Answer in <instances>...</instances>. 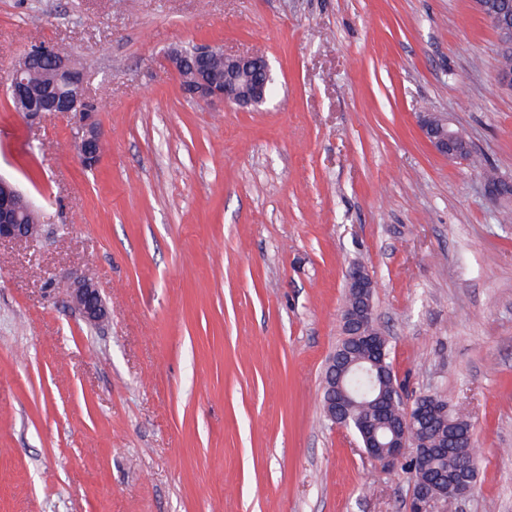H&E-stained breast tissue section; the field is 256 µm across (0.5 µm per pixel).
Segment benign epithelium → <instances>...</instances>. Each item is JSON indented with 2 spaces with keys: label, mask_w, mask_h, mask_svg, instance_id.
Listing matches in <instances>:
<instances>
[{
  "label": "benign epithelium",
  "mask_w": 512,
  "mask_h": 512,
  "mask_svg": "<svg viewBox=\"0 0 512 512\" xmlns=\"http://www.w3.org/2000/svg\"><path fill=\"white\" fill-rule=\"evenodd\" d=\"M476 10L487 19L499 37L504 48H512V11L499 8L501 0H473ZM41 61L48 62L50 81L39 93L27 86L25 75ZM166 61L185 82L186 95L196 101L233 104L242 109H256L267 100V90L275 81L273 66L267 56L258 53L232 54L217 45L195 47L192 55L176 45L166 52ZM221 62L216 69L215 62ZM10 85L18 110L31 119L39 116L50 117L80 108L87 97L85 72L77 69L72 61L51 44H37L18 57L10 69ZM419 128L424 139L440 154L451 160L457 155L460 131L453 128L447 118L433 112L419 117ZM101 134L97 128L87 130L77 146V152L84 165L95 166L99 161L97 146ZM34 215L35 205L13 182L0 180V241H29L38 233V225L19 222V210ZM70 298L82 313L85 322L97 325L107 315L106 306L99 289L89 279L80 278L63 283ZM346 293L354 300L346 305L341 315L342 328L355 344L363 349H378L381 333L374 321L373 295L377 284L367 267L353 263L345 271ZM354 348H339L327 361L325 378L329 379L327 397L323 399V411L334 425L356 434L364 454L373 462L388 468L401 466L404 457L417 442L410 437L415 432L414 410L420 398L407 401L403 388L393 385L392 397L405 408L406 416L401 419L397 433L387 449L377 452L362 437L359 428L351 423L353 399L346 392L336 397V377H344L352 366ZM478 468V454L460 468V479L448 487V494L454 499L468 495L473 486L468 483V473ZM408 512H436L439 498L426 492L423 485L410 477Z\"/></svg>",
  "instance_id": "obj_1"
}]
</instances>
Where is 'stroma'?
Instances as JSON below:
<instances>
[{
  "label": "stroma",
  "mask_w": 512,
  "mask_h": 512,
  "mask_svg": "<svg viewBox=\"0 0 512 512\" xmlns=\"http://www.w3.org/2000/svg\"><path fill=\"white\" fill-rule=\"evenodd\" d=\"M39 42L94 109L32 123L0 86V177L41 226L0 244V512H407L322 409L356 262L406 398L472 425L448 512H512V222L485 189L512 181V91L472 0H0V75ZM203 43L269 58L259 110L184 96L164 54ZM419 128L424 139L440 154L451 160H462L457 155L460 131L453 128L446 117L426 112L419 117ZM101 134L95 127L87 130L81 141L77 146V152L84 165L88 167L95 166L99 161V152L101 149ZM99 145L97 150V146ZM62 287L66 288L86 323L97 325L106 318L107 309L94 282L80 278L72 282H64ZM478 468V454L475 450L472 458L465 463L462 468H460V479L458 482L454 483L453 485L448 487V494L453 497L455 500L460 499L466 495H468L472 489L473 486L471 484H475L476 482V476L477 473H472L470 477V483H468L467 475L468 473L476 470Z\"/></svg>",
  "instance_id": "1"
}]
</instances>
